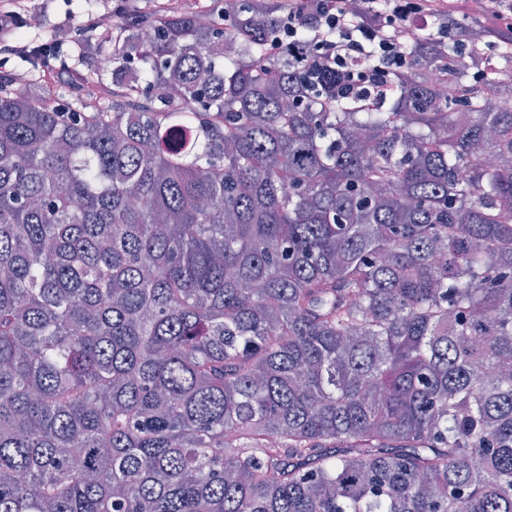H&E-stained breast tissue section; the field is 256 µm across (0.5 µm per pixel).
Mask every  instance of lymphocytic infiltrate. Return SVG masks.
Returning <instances> with one entry per match:
<instances>
[{"instance_id": "f902f5d3", "label": "lymphocytic infiltrate", "mask_w": 512, "mask_h": 512, "mask_svg": "<svg viewBox=\"0 0 512 512\" xmlns=\"http://www.w3.org/2000/svg\"><path fill=\"white\" fill-rule=\"evenodd\" d=\"M472 1L362 0L357 15L349 0H282L279 33L269 40V52L309 45L317 60L305 75L328 83L333 95L360 97L377 110L391 93V76L409 65L406 43L419 28H427L438 42L472 44L471 31L459 24ZM476 1L483 15L482 61L489 68L495 50L512 45V0ZM27 12V0H0V50L29 56L30 47L20 36Z\"/></svg>"}]
</instances>
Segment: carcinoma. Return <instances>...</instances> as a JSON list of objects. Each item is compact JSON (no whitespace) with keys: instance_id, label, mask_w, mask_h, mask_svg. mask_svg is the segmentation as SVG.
Segmentation results:
<instances>
[{"instance_id":"carcinoma-1","label":"carcinoma","mask_w":512,"mask_h":512,"mask_svg":"<svg viewBox=\"0 0 512 512\" xmlns=\"http://www.w3.org/2000/svg\"><path fill=\"white\" fill-rule=\"evenodd\" d=\"M226 2L0 82V512H512V47L369 112Z\"/></svg>"}]
</instances>
